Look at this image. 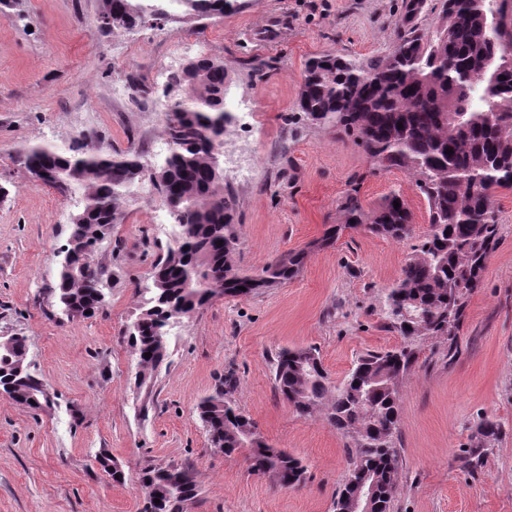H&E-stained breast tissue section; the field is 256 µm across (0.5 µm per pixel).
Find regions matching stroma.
Listing matches in <instances>:
<instances>
[{
	"instance_id": "35a3bbf8",
	"label": "stroma",
	"mask_w": 512,
	"mask_h": 512,
	"mask_svg": "<svg viewBox=\"0 0 512 512\" xmlns=\"http://www.w3.org/2000/svg\"><path fill=\"white\" fill-rule=\"evenodd\" d=\"M101 0H14L0 17V336L26 339L27 359L52 407L0 396V512H142L139 473L186 466L199 491L185 512H333L348 471L346 438L319 415L302 416L275 391L270 362L283 348L312 346L331 381L358 355L400 346L384 325V294L428 229L426 203L402 170L370 172L352 138L303 119L298 92L307 61L327 51L365 60L388 50L401 0H236L220 20L175 19L107 33ZM279 17L273 44L249 33ZM223 58L235 120L225 152L246 151L252 172H225L237 197L236 264L256 270L309 248L338 205L358 189L365 206L400 193L411 237L346 232L311 250L300 276L243 298L219 297L168 335L152 394L135 385L136 356L123 331L138 313L151 263L175 226L150 183L113 225L96 261L105 304L68 318L53 304L57 248L70 232L73 200L36 181L14 156L28 145L75 141L149 162L167 153L162 90L175 65L200 53ZM148 93L136 94L131 79ZM499 240L469 296L454 341L429 337L400 389L399 486L392 512H512V189L498 190ZM233 377L235 404L266 440L306 467L284 489L252 474L243 457L211 448L197 401ZM483 419L504 432L474 470L458 457ZM108 454L124 483L103 475Z\"/></svg>"
}]
</instances>
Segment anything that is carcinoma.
I'll return each instance as SVG.
<instances>
[{"mask_svg":"<svg viewBox=\"0 0 512 512\" xmlns=\"http://www.w3.org/2000/svg\"><path fill=\"white\" fill-rule=\"evenodd\" d=\"M153 5L155 0H102L107 21L100 28L131 31ZM160 5L171 17L197 22L233 7L232 0H162ZM430 11L437 17L429 29L409 18L402 3L403 19L386 53L361 63L332 52L315 57L305 66L299 91V108L308 121L353 138L372 170L407 172L428 211L429 231L414 245L386 295V319L402 337L400 347L361 355L336 385L313 347L284 349L274 359V385L283 400L300 415L320 413L349 439V469L334 512H351L365 482L377 489L373 512H391L399 482L402 380L420 340L444 336L454 341L466 299L479 287L498 243L495 193L512 188V64L504 60L512 53V0H437ZM227 78L224 61L212 55L168 74L164 135L169 149L160 165H145L132 150L112 154L80 145L66 150L32 145L16 153L18 165L43 184L75 187L68 194L78 198L66 241L70 261L60 265L52 290L61 310L77 306L94 313L104 305L103 271L93 253L112 225L124 220L139 183L148 179L156 186L158 200L178 227L174 244L153 264L157 285L127 330L138 359L139 388L150 384L167 356L161 312L189 317L219 295L243 297L286 283L301 272L308 256L306 250L293 251L251 273L234 263L238 203L224 187V170L215 159V147L224 146L231 125ZM448 149L452 154H446ZM44 170L57 176L47 178ZM341 211L344 223L330 226L313 247L333 244L347 229L397 241L412 233L411 210L396 192L367 210L353 188ZM402 308L410 317H398L395 310ZM0 383L23 402H35V409L50 405L23 341H15L8 353L0 349ZM232 387L231 380H222L197 405L211 445L226 456L243 455L253 474L285 489L301 484V461L266 442L232 404ZM502 434L500 423L480 421L461 456L463 466H477ZM141 481L148 489L142 512H184L198 492L196 476L183 467L148 465Z\"/></svg>","mask_w":512,"mask_h":512,"instance_id":"obj_1","label":"carcinoma"}]
</instances>
